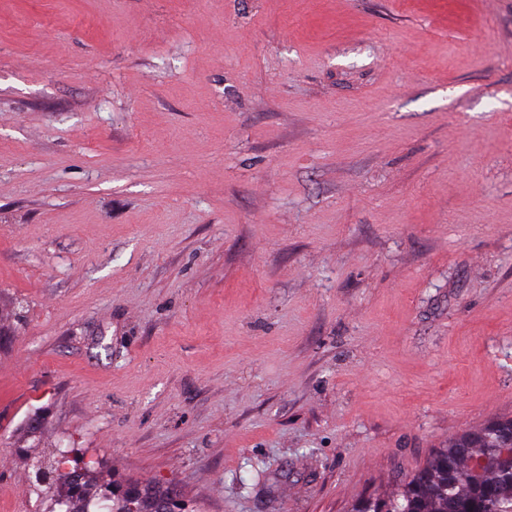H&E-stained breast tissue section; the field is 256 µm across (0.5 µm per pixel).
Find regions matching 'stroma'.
Instances as JSON below:
<instances>
[{"label": "stroma", "mask_w": 512, "mask_h": 512, "mask_svg": "<svg viewBox=\"0 0 512 512\" xmlns=\"http://www.w3.org/2000/svg\"><path fill=\"white\" fill-rule=\"evenodd\" d=\"M510 416L512 0H0V512H352ZM60 459L55 460L46 475L37 477L39 484L46 483L54 486L52 496L66 503L69 512H101L92 508H105L106 512H155L158 503L162 500H171L168 489L159 486L131 485L120 489L114 485L111 479L104 480L94 474L87 463L79 467L76 460L72 459L71 450L59 451ZM70 462L75 466L71 467ZM117 491L120 493L117 494ZM57 500L52 512H62L63 502ZM104 506V507H102Z\"/></svg>", "instance_id": "stroma-1"}]
</instances>
